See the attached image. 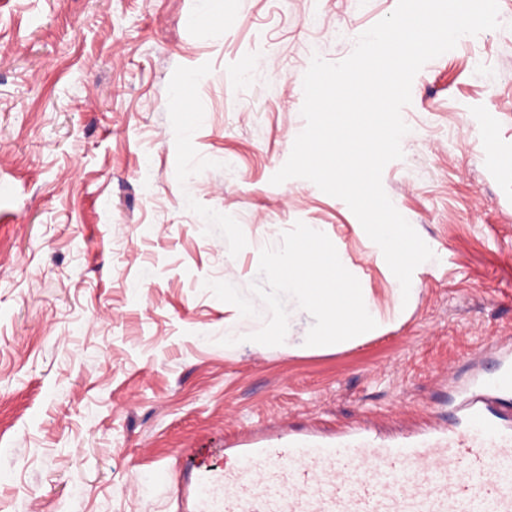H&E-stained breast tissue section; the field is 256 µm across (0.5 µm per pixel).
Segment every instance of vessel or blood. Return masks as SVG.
<instances>
[{
  "label": "vessel or blood",
  "instance_id": "obj_1",
  "mask_svg": "<svg viewBox=\"0 0 512 512\" xmlns=\"http://www.w3.org/2000/svg\"><path fill=\"white\" fill-rule=\"evenodd\" d=\"M491 347L495 374L472 370L448 428L244 438L225 449V468L185 458L184 512H512V418L495 409L512 395V340Z\"/></svg>",
  "mask_w": 512,
  "mask_h": 512
}]
</instances>
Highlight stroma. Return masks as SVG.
Returning <instances> with one entry per match:
<instances>
[{"instance_id": "obj_1", "label": "stroma", "mask_w": 512, "mask_h": 512, "mask_svg": "<svg viewBox=\"0 0 512 512\" xmlns=\"http://www.w3.org/2000/svg\"><path fill=\"white\" fill-rule=\"evenodd\" d=\"M397 2L224 0L205 26L198 0H0V512H181L184 449L447 422L449 371L512 337V0L402 110L382 185L434 254L407 312L317 353L290 298L288 343L243 340L268 317L259 251L299 221L392 301L347 204L270 179L312 57L342 61Z\"/></svg>"}]
</instances>
